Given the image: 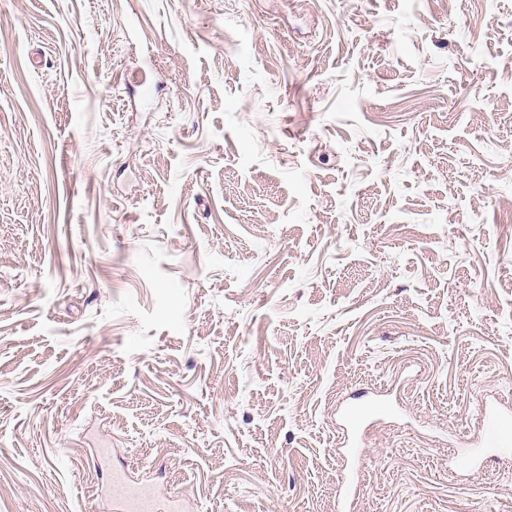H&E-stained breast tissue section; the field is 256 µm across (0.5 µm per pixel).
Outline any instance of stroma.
<instances>
[{
	"label": "stroma",
	"instance_id": "obj_1",
	"mask_svg": "<svg viewBox=\"0 0 512 512\" xmlns=\"http://www.w3.org/2000/svg\"><path fill=\"white\" fill-rule=\"evenodd\" d=\"M512 0H0V512H512ZM389 413V408L381 402H373L368 407L362 409H350L346 412L348 427L353 433L352 440L347 441L351 458H359L364 453L362 442L357 435L364 422L368 418L380 417ZM511 422L508 416L484 407L483 434L479 445L464 448L458 453L456 463L468 470L479 469L481 459L488 453L501 456L512 454ZM110 491L116 492L113 498L121 512H156V504L145 492L144 488L131 483L123 473H113L109 485Z\"/></svg>",
	"mask_w": 512,
	"mask_h": 512
}]
</instances>
